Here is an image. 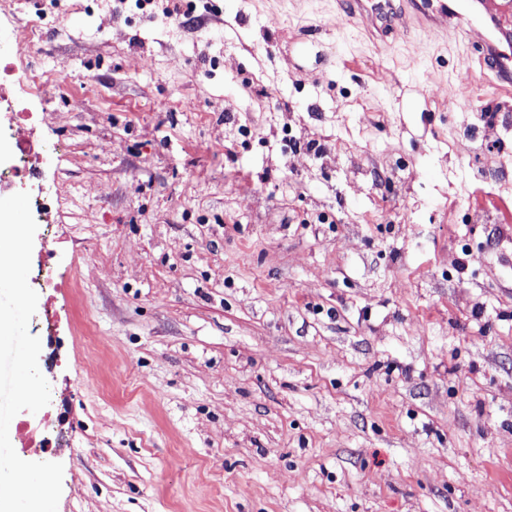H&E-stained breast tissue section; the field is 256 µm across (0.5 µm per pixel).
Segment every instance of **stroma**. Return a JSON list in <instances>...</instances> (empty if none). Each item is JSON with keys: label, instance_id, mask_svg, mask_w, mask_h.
Instances as JSON below:
<instances>
[{"label": "stroma", "instance_id": "obj_1", "mask_svg": "<svg viewBox=\"0 0 512 512\" xmlns=\"http://www.w3.org/2000/svg\"><path fill=\"white\" fill-rule=\"evenodd\" d=\"M40 2L0 0V47L48 45L10 57L45 89L6 81L0 168L24 132L31 265L68 283L12 420L60 430L58 512H512V84L478 36Z\"/></svg>", "mask_w": 512, "mask_h": 512}]
</instances>
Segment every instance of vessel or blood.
I'll return each mask as SVG.
<instances>
[{
  "instance_id": "vessel-or-blood-1",
  "label": "vessel or blood",
  "mask_w": 512,
  "mask_h": 512,
  "mask_svg": "<svg viewBox=\"0 0 512 512\" xmlns=\"http://www.w3.org/2000/svg\"><path fill=\"white\" fill-rule=\"evenodd\" d=\"M354 14L367 17L383 34L405 25L396 0H349ZM428 33L444 32L449 19H456L460 32L484 29L482 41L496 71L512 72V0H406Z\"/></svg>"
}]
</instances>
